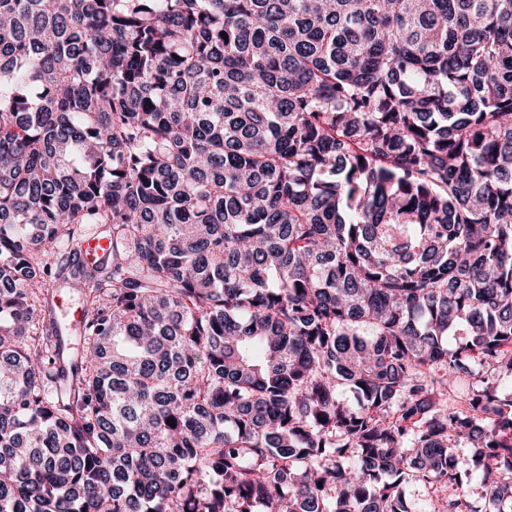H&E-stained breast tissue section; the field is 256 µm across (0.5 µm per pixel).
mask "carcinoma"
<instances>
[{"label": "carcinoma", "instance_id": "obj_1", "mask_svg": "<svg viewBox=\"0 0 512 512\" xmlns=\"http://www.w3.org/2000/svg\"><path fill=\"white\" fill-rule=\"evenodd\" d=\"M506 377L512 0H0V512H512Z\"/></svg>", "mask_w": 512, "mask_h": 512}]
</instances>
